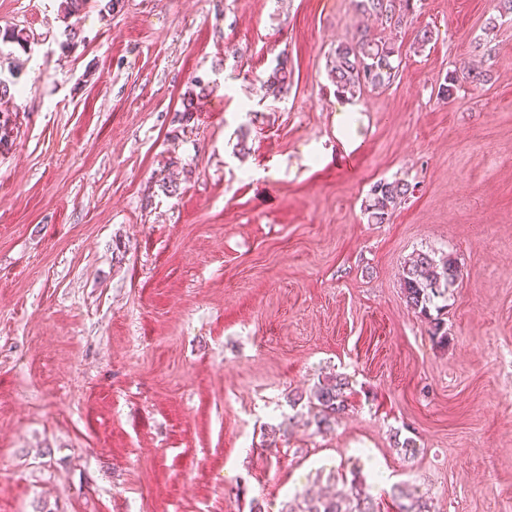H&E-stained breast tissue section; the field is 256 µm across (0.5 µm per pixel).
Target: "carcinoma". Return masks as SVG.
Masks as SVG:
<instances>
[{
  "instance_id": "1",
  "label": "carcinoma",
  "mask_w": 512,
  "mask_h": 512,
  "mask_svg": "<svg viewBox=\"0 0 512 512\" xmlns=\"http://www.w3.org/2000/svg\"><path fill=\"white\" fill-rule=\"evenodd\" d=\"M355 9L363 14L385 22L400 26L404 18L414 10L416 0H353ZM86 5V0H62L61 12L64 19H75L66 26V40L61 48L73 47L80 37V29L76 19ZM10 45L23 53L31 50L30 36L22 29L6 27L0 29V45ZM334 61L331 75L336 94L352 100L361 95L362 91L376 88L390 82L399 66L395 59L400 57L399 50L390 43L376 39L370 31L363 29L354 36L337 42L333 50ZM292 79V70L288 69V58L280 57L272 68L267 80L261 85L264 96L278 98L288 91ZM485 81V74L469 67H460L445 78L438 87L437 95L450 98L456 87L465 83ZM9 110L0 108V151L9 150L14 142L15 126L12 125ZM411 192V186L400 181H379L373 185L369 204L366 207L368 218L375 224H383L389 219L391 209ZM458 277V266L449 256L439 260L427 253H420L407 268L403 269L402 289L408 306L414 312L429 319L431 335L442 341L448 340L441 319L431 314L435 299L443 298L448 287ZM348 382L336 377L324 384L313 394L316 400L318 426L328 427L336 416L346 409L345 389ZM394 496L402 503L400 512H428V504L423 498L405 488H396ZM289 512H377L371 497L365 495L356 483H351L350 492L329 498H310L290 508Z\"/></svg>"
}]
</instances>
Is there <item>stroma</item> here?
Segmentation results:
<instances>
[{
  "instance_id": "obj_1",
  "label": "stroma",
  "mask_w": 512,
  "mask_h": 512,
  "mask_svg": "<svg viewBox=\"0 0 512 512\" xmlns=\"http://www.w3.org/2000/svg\"><path fill=\"white\" fill-rule=\"evenodd\" d=\"M60 2L0 0L32 38L0 153V512H288L354 483L381 512L403 484L512 512V15L88 0L64 50ZM363 28L403 63L355 98L349 150L329 70ZM282 54L292 83L263 97ZM464 60L486 82L439 99ZM381 180L413 192L374 224ZM419 253L459 266L444 345L402 292ZM336 375L321 431L306 397ZM347 386L345 379L336 376L314 392L313 399L316 403L313 402V405L317 410L315 416L319 427H329L336 420V416L344 412Z\"/></svg>"
}]
</instances>
